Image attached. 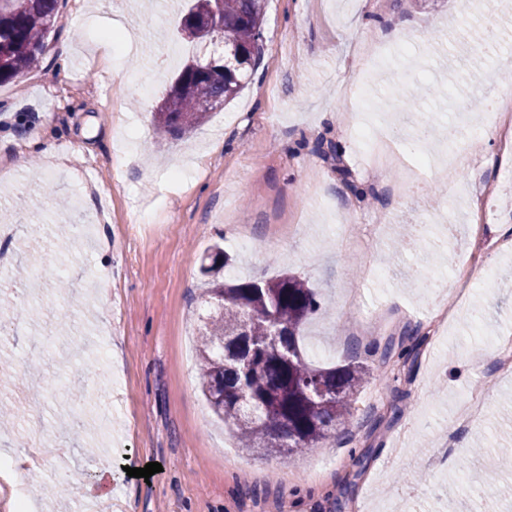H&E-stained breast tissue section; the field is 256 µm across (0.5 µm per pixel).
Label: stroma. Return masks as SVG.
<instances>
[{
	"instance_id": "obj_1",
	"label": "stroma",
	"mask_w": 512,
	"mask_h": 512,
	"mask_svg": "<svg viewBox=\"0 0 512 512\" xmlns=\"http://www.w3.org/2000/svg\"><path fill=\"white\" fill-rule=\"evenodd\" d=\"M184 7L62 0L40 64L0 85V170L11 172L0 220L18 227L0 301L30 312L0 328V402L22 418L0 425V451L30 456L24 422L38 407L59 454L41 463L36 512H447L452 495L467 512H512V471L490 503L460 480L481 479L475 446L512 451V374L498 373L486 342L512 333V155L461 132L462 101L512 94V0H267L256 72L187 143L153 124L192 52L177 35ZM117 21L138 45L109 61L97 44ZM365 98L371 132L385 134L376 156L347 133ZM424 152L433 165L409 178ZM475 179L496 190L479 229L495 280L449 294L448 325L432 333V284L466 246ZM101 209L110 223L92 224ZM399 224L427 231L426 248L397 250ZM218 242L227 279L306 280L325 311L306 324L305 348L371 372L352 417L295 461L239 448L200 392L199 267ZM32 254L35 291L14 274ZM378 311L389 324L368 335ZM481 382L484 413L457 427ZM74 412L86 417L77 432ZM150 462L162 472L127 475ZM106 469L107 499L90 500L87 484Z\"/></svg>"
}]
</instances>
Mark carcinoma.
<instances>
[{
    "instance_id": "carcinoma-1",
    "label": "carcinoma",
    "mask_w": 512,
    "mask_h": 512,
    "mask_svg": "<svg viewBox=\"0 0 512 512\" xmlns=\"http://www.w3.org/2000/svg\"><path fill=\"white\" fill-rule=\"evenodd\" d=\"M2 2L0 85L37 65L60 20L59 0ZM265 7L266 0H189L180 37L196 42L194 21L218 8L225 36L242 59L224 70L186 62L155 112L162 136L184 139L240 92L261 59ZM227 263L218 248L203 267L208 282L201 294L207 307L199 332L202 393L241 447L275 462L301 456L352 415L368 369L354 359L342 365L309 359L302 330L321 302L304 280L282 273L227 284L221 277Z\"/></svg>"
}]
</instances>
